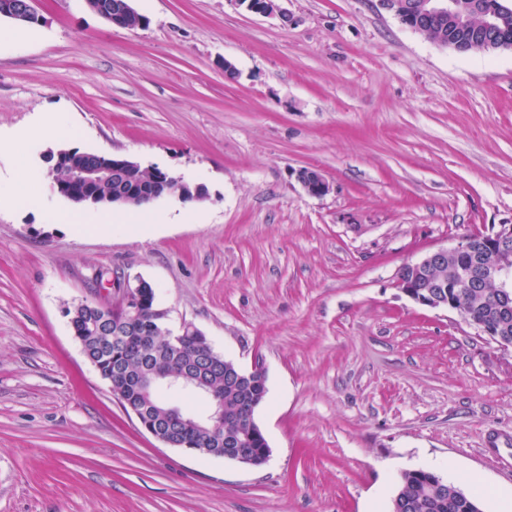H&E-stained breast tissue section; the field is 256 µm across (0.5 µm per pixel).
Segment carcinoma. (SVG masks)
Listing matches in <instances>:
<instances>
[{
	"label": "carcinoma",
	"instance_id": "1",
	"mask_svg": "<svg viewBox=\"0 0 512 512\" xmlns=\"http://www.w3.org/2000/svg\"><path fill=\"white\" fill-rule=\"evenodd\" d=\"M430 38L446 44L452 42L461 52L481 51L485 47L488 33L481 27L457 28L444 21L429 24ZM171 194L182 202H192L201 197L200 191L180 182L170 183ZM472 255L469 253L449 259L448 267L439 276L454 278L456 272L469 266ZM455 301L462 306L469 317L484 323L491 330L512 343V310L504 312L496 288H453ZM141 298L134 303L137 310V328L140 336L134 346H121L110 336L99 335L94 326L104 317H117L121 311L106 309L99 304H79L75 308L73 323L81 332L87 356L102 380L108 386L116 387L124 402L125 410L135 407L141 399V392L134 382L127 379L116 381V371L121 374L134 372L142 366H153L169 372H180L185 366L208 352L215 364L213 382L224 397V411L231 415L230 424L224 429V438L241 440V447L247 449L252 465H263L270 446L256 419L239 411L242 399L254 398L257 406H262L268 389L264 372H254L251 377L242 376L239 367L224 353L209 346L199 334L186 330L181 336L182 347L173 350L167 347V325L165 311L160 307L155 288L152 285L140 290ZM174 394L161 392L155 395L157 406L155 418L163 417L168 409L179 411L184 417L195 412L184 410L174 403ZM458 485L445 480L438 473L426 469L404 471L397 480L395 494L391 501V512H481L479 498L468 493L456 492Z\"/></svg>",
	"mask_w": 512,
	"mask_h": 512
}]
</instances>
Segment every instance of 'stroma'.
<instances>
[{"mask_svg":"<svg viewBox=\"0 0 512 512\" xmlns=\"http://www.w3.org/2000/svg\"><path fill=\"white\" fill-rule=\"evenodd\" d=\"M131 5L146 26L39 0L0 45V131L23 135L0 180L68 147L205 195L155 201L132 232L75 231L45 182L40 206L0 207V512H389L400 473L432 464L511 493L512 348L396 274L512 223V49L440 46L380 0ZM116 270L153 285L171 328L262 367L266 465L163 447L113 397L63 310L110 302L97 276ZM299 181L304 190L312 196H325L331 190L330 183L324 175L316 169L306 168L300 170Z\"/></svg>","mask_w":512,"mask_h":512,"instance_id":"1","label":"stroma"}]
</instances>
